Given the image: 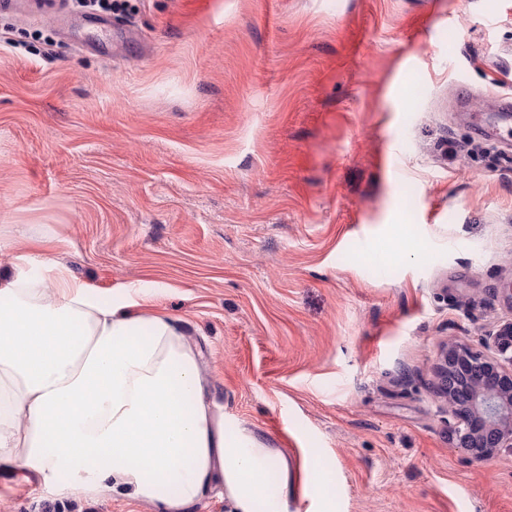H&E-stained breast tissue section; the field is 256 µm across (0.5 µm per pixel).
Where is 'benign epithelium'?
I'll return each instance as SVG.
<instances>
[{
  "label": "benign epithelium",
  "instance_id": "benign-epithelium-1",
  "mask_svg": "<svg viewBox=\"0 0 512 512\" xmlns=\"http://www.w3.org/2000/svg\"><path fill=\"white\" fill-rule=\"evenodd\" d=\"M500 354L512 352V322L491 337ZM511 368L472 348L447 343L437 365L438 397L456 420L453 429L458 447L475 461L492 458L501 450L512 452Z\"/></svg>",
  "mask_w": 512,
  "mask_h": 512
}]
</instances>
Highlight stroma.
I'll list each match as a JSON object with an SVG mask.
<instances>
[{
    "label": "stroma",
    "mask_w": 512,
    "mask_h": 512,
    "mask_svg": "<svg viewBox=\"0 0 512 512\" xmlns=\"http://www.w3.org/2000/svg\"><path fill=\"white\" fill-rule=\"evenodd\" d=\"M35 2L0 9L7 234L159 289L229 435L292 466L287 512H512V452L469 459L434 393L443 344L512 320V160L448 110L512 93V0H120L64 31ZM0 512L158 509L1 470Z\"/></svg>",
    "instance_id": "1"
}]
</instances>
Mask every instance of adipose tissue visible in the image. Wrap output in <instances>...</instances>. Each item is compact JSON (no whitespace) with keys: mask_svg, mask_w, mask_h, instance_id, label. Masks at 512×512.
I'll return each instance as SVG.
<instances>
[{"mask_svg":"<svg viewBox=\"0 0 512 512\" xmlns=\"http://www.w3.org/2000/svg\"><path fill=\"white\" fill-rule=\"evenodd\" d=\"M15 249L0 275V468L20 465L51 492L111 482L160 512H189L219 489L235 512H282L267 494L285 459L254 437L229 441L198 358L172 318L143 312L156 292L102 298L46 253Z\"/></svg>","mask_w":512,"mask_h":512,"instance_id":"adipose-tissue-1","label":"adipose tissue"}]
</instances>
